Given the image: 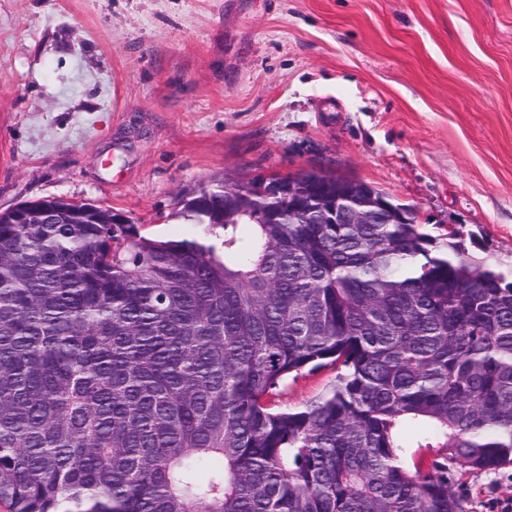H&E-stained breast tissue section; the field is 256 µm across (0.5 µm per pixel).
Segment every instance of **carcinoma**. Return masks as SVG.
I'll return each mask as SVG.
<instances>
[{
	"label": "carcinoma",
	"instance_id": "cac0c4a2",
	"mask_svg": "<svg viewBox=\"0 0 512 512\" xmlns=\"http://www.w3.org/2000/svg\"><path fill=\"white\" fill-rule=\"evenodd\" d=\"M294 186L202 187L182 239L57 197L0 212L10 512H465L448 464H512V272L458 232L328 223L364 181ZM328 364V396L270 407Z\"/></svg>",
	"mask_w": 512,
	"mask_h": 512
}]
</instances>
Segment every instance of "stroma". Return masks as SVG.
Wrapping results in <instances>:
<instances>
[{
    "mask_svg": "<svg viewBox=\"0 0 512 512\" xmlns=\"http://www.w3.org/2000/svg\"><path fill=\"white\" fill-rule=\"evenodd\" d=\"M310 167L511 267L512 0H0V211L65 197L175 238L183 196ZM448 475L466 512L512 501V465Z\"/></svg>",
    "mask_w": 512,
    "mask_h": 512,
    "instance_id": "obj_1",
    "label": "stroma"
}]
</instances>
